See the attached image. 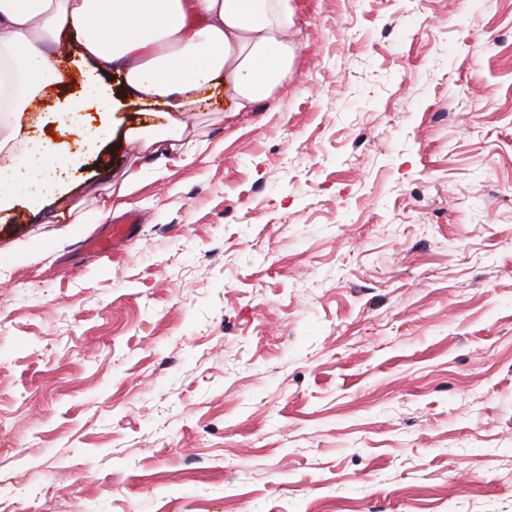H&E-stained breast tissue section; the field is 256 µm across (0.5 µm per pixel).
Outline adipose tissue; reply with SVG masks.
<instances>
[{"instance_id":"ef3b65f1","label":"adipose tissue","mask_w":512,"mask_h":512,"mask_svg":"<svg viewBox=\"0 0 512 512\" xmlns=\"http://www.w3.org/2000/svg\"><path fill=\"white\" fill-rule=\"evenodd\" d=\"M294 25L289 0H0V113L22 121L44 88L62 81L49 44L74 41L93 62L60 118L79 129L76 152L35 135L17 150L0 137V213L19 203L42 209L77 157L98 155L111 139L108 124L86 115L92 105L112 109L104 74L121 72L125 91L159 102L178 140L190 92L223 82L236 112L268 98L293 64Z\"/></svg>"}]
</instances>
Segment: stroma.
<instances>
[{
    "label": "stroma",
    "mask_w": 512,
    "mask_h": 512,
    "mask_svg": "<svg viewBox=\"0 0 512 512\" xmlns=\"http://www.w3.org/2000/svg\"><path fill=\"white\" fill-rule=\"evenodd\" d=\"M291 3L0 223V512H512V0Z\"/></svg>",
    "instance_id": "obj_1"
}]
</instances>
